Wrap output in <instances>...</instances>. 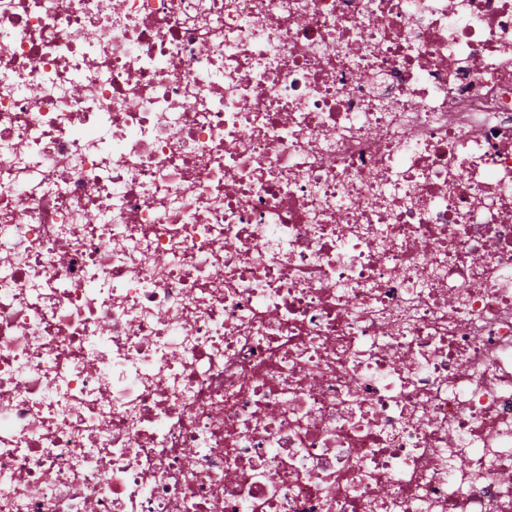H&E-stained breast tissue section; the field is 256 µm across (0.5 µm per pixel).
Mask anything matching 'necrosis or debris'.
<instances>
[{
	"label": "necrosis or debris",
	"mask_w": 512,
	"mask_h": 512,
	"mask_svg": "<svg viewBox=\"0 0 512 512\" xmlns=\"http://www.w3.org/2000/svg\"><path fill=\"white\" fill-rule=\"evenodd\" d=\"M0 512H512V0H0Z\"/></svg>",
	"instance_id": "1"
}]
</instances>
